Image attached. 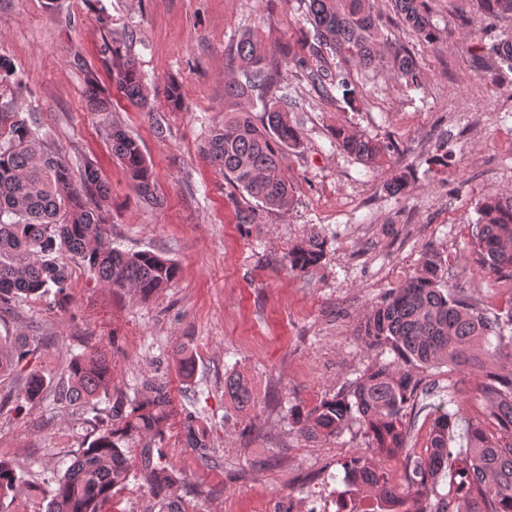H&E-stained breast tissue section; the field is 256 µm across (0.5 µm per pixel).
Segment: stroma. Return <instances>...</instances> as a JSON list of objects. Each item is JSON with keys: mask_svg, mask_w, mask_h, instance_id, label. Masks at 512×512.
Segmentation results:
<instances>
[{"mask_svg": "<svg viewBox=\"0 0 512 512\" xmlns=\"http://www.w3.org/2000/svg\"><path fill=\"white\" fill-rule=\"evenodd\" d=\"M438 39L427 44L404 26L394 0H375L379 22L425 72L421 89L383 71L354 68L355 105L321 98L306 78L281 73L292 98L301 144L287 158L294 202L285 211L254 206L201 156L211 129L224 121V83L237 73L230 46L248 35L266 53L311 32L308 0H0V57L27 81L17 92L0 83V109L35 121L73 172L94 162L110 185L105 204L112 239L127 251L174 260L169 288L141 301L116 295L80 264L70 266L66 308L31 297L0 308V337L38 340V348L0 374V394L18 392L41 375L48 388L23 415L0 410V453L22 477L10 512H40L72 457L108 422L89 407L54 400L72 358L85 346L112 354V387L137 379L166 383L176 408L196 398L222 465H203L183 444V418L164 426L165 450L181 472L186 512H278L281 502L344 490V465L364 447L357 422L340 435L308 439L291 412L347 388L380 358L361 342L358 321L389 289L441 258L454 290L489 315L512 310V280L494 279L468 260L485 194L512 197V67L490 50L512 38V19L486 21L473 0H428ZM127 50L154 99L153 111L121 100L100 54L109 36ZM86 69H78L74 57ZM114 99L109 112L86 106V71ZM182 87L183 107L170 109L164 90ZM138 138L160 208L148 207L112 156L107 128ZM395 140L399 161L371 166L336 148L333 132ZM412 167L405 192L385 189L395 166ZM252 208V223L238 219ZM319 232L321 264L289 271V247ZM193 351L197 374L179 373L181 348ZM248 383L257 404L239 410L224 389L229 375ZM422 385L405 418L407 446L422 455L439 405L450 404L458 428L486 417L476 370H420Z\"/></svg>", "mask_w": 512, "mask_h": 512, "instance_id": "obj_1", "label": "stroma"}]
</instances>
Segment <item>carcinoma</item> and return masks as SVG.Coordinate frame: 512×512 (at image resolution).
<instances>
[{
	"label": "carcinoma",
	"mask_w": 512,
	"mask_h": 512,
	"mask_svg": "<svg viewBox=\"0 0 512 512\" xmlns=\"http://www.w3.org/2000/svg\"><path fill=\"white\" fill-rule=\"evenodd\" d=\"M404 23L424 41L437 39L425 0H394ZM489 19L512 17V0H474ZM313 35L288 42L279 55L267 57L256 40L241 37L231 46L237 69L245 81L224 86V125L211 132L202 147L204 158L224 181L258 205L287 210L293 202L286 173L288 151L301 143L299 127L288 118V87L281 84L283 68L299 69L320 93L336 89L353 101L357 92L345 71L351 67L386 69L405 86L419 88L425 75L404 47L388 42L374 11V0H308ZM102 61L111 65L112 82L130 103L145 107L149 89L135 62L127 58L120 42L105 41ZM338 61V71L327 57ZM89 105L94 112L111 111L112 102L96 90L93 72L86 71ZM259 100L262 116L255 119L251 104ZM165 100L173 110L182 108L181 86L171 81ZM112 155L121 163L140 200L161 205L152 171L137 140L118 125L108 132ZM336 147L368 164L384 161L397 152L393 142L366 138L349 127L334 131ZM108 185L91 162L74 177L65 155L50 148L25 119L0 112V304L31 296L54 297L67 304L68 260L87 265L98 281L115 293L147 299L168 287L178 274L176 263L149 250L125 251L112 244L103 214ZM480 219L471 241L470 257L498 279L512 278V199L486 196L479 206ZM325 242L313 234L285 255L292 271L316 268ZM448 271L429 255L420 273L391 289L357 326V336L369 347L393 354L351 382L347 389L324 397L293 423L305 437L336 436L355 420L362 427L366 448L406 463L405 483L394 486L386 471L367 455L357 454L345 466L346 491L367 490L376 507L370 512H512V350H505L512 325L491 319L447 285ZM469 366L485 375L478 390L488 404V420L469 422L460 450L453 414L439 411L427 434L421 457L407 448L404 417L420 389L417 369L436 365ZM179 372L190 381L196 372L194 355L184 350ZM70 384L56 399L64 403L93 404L109 398L112 358L93 350L73 358ZM45 381L31 374L21 390L25 403L45 392ZM225 389L240 407L250 404V391L240 377L231 376ZM133 395L117 396L109 412L111 425L71 460L51 492L46 512H103L129 479L124 443L148 439L138 461L140 476L150 492L164 501L166 512H184L173 488L177 470L155 450L172 413L166 386L155 379L134 385ZM200 416L186 411L185 445L210 467L218 465L207 429L197 425ZM459 478L454 497L438 492L441 481ZM20 485L13 461L0 456V506Z\"/></svg>",
	"instance_id": "cac0c4a2"
}]
</instances>
